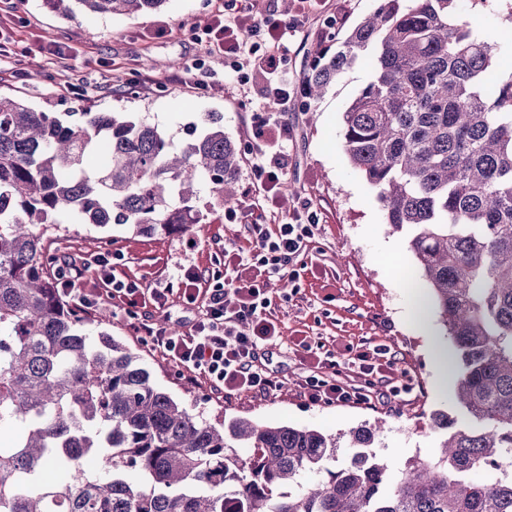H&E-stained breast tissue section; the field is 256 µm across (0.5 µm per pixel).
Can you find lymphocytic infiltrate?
Listing matches in <instances>:
<instances>
[{
  "label": "lymphocytic infiltrate",
  "instance_id": "obj_1",
  "mask_svg": "<svg viewBox=\"0 0 512 512\" xmlns=\"http://www.w3.org/2000/svg\"><path fill=\"white\" fill-rule=\"evenodd\" d=\"M303 22L300 14L285 21L255 11L252 0H246L235 16L214 7L211 21L203 30L208 52L229 60L233 73H240L238 59L243 56L270 78V108L253 128L247 191L261 197L266 211L284 215L285 223L270 226L251 221L246 226L250 251H225L223 269L181 268L174 281L161 280L151 288L118 276V267L126 261L119 250L96 255L97 273L91 281L86 278L85 264L79 263L74 254L63 252L54 260L58 291L77 310L109 308L122 313L131 334L144 339L154 352L175 365L188 385L204 384L219 395H270L279 389V380L260 360L261 350L280 335L271 312L268 285L286 276L316 230L315 224L305 223L303 211L282 191L288 171L287 149L275 150L268 143L269 138L284 139L290 133L283 39L301 28ZM253 33L265 36L264 50L249 46L247 37ZM247 266L259 268V277L243 279L240 270ZM173 298L197 312L187 332L172 331L153 319L154 311L164 309ZM316 367V373L301 386L308 401L373 405L372 393L352 387L340 377L333 352L317 357Z\"/></svg>",
  "mask_w": 512,
  "mask_h": 512
}]
</instances>
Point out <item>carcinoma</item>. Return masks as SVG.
Here are the masks:
<instances>
[{
  "mask_svg": "<svg viewBox=\"0 0 512 512\" xmlns=\"http://www.w3.org/2000/svg\"><path fill=\"white\" fill-rule=\"evenodd\" d=\"M91 13L168 0H74ZM373 77L344 113L343 147L377 190L454 340L457 418L432 415L438 453L394 477L371 450L377 421L336 437L226 424L158 388L141 356L58 295L51 246L63 224L143 234L202 224L238 204L242 161L224 118L178 142L129 112H46L0 95V512H512V71L458 18V0H381L302 78L308 103L364 52Z\"/></svg>",
  "mask_w": 512,
  "mask_h": 512,
  "instance_id": "cac0c4a2",
  "label": "carcinoma"
}]
</instances>
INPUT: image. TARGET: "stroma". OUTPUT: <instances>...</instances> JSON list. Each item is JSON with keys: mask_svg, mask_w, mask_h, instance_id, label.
Wrapping results in <instances>:
<instances>
[{"mask_svg": "<svg viewBox=\"0 0 512 512\" xmlns=\"http://www.w3.org/2000/svg\"><path fill=\"white\" fill-rule=\"evenodd\" d=\"M378 5L379 0H328L326 14L310 16L303 32L288 39L291 86L299 87L302 72L318 52L335 47ZM212 7V0H168L161 11L140 16L112 17L78 8L68 17L43 0H0V14L13 19L10 29L0 34V94L46 112H133L164 126L177 139L183 138L189 122L215 112L224 117L225 133L246 147L254 113L267 108L268 82L248 67L243 70L245 84L225 80L224 64L216 63L196 38ZM463 18L500 42L498 67L511 71L512 30L499 15L478 5ZM161 26L168 28V36H157ZM58 52L69 55L68 68L55 64ZM194 67L201 84L179 83V76ZM371 79L366 58L337 76L316 112H307L298 94L288 105L293 143L284 186L289 198L310 203L319 226L293 263L296 278L286 288L270 291L281 335L265 347L261 361L282 379L279 391L266 399L248 393L218 398L207 388L187 386L177 368L133 337L119 315L107 327L91 325L89 335L95 342L104 330L121 339L141 355L160 389L211 419L247 418L331 435L383 421L373 447L396 470L408 460L434 455L439 434L431 426V415L455 413L452 381L457 363H448L449 385L438 386L429 342L434 339L448 348L453 342L439 315L430 319V335L406 326L404 312L411 296L392 273L387 249L396 245L401 263L413 269L408 235L389 232L376 190L351 167L342 147L343 114ZM258 211L257 198L243 196L232 222L218 212L209 223L165 235L116 228L107 236L82 228L72 233L71 245L88 255L122 249L129 260L125 274L150 286L181 264L223 267L225 248H249L240 220ZM305 337L336 352L348 345H384L396 353L399 370L416 388L374 409L311 403L300 395L315 364L299 346Z\"/></svg>", "mask_w": 512, "mask_h": 512, "instance_id": "stroma-1", "label": "stroma"}]
</instances>
